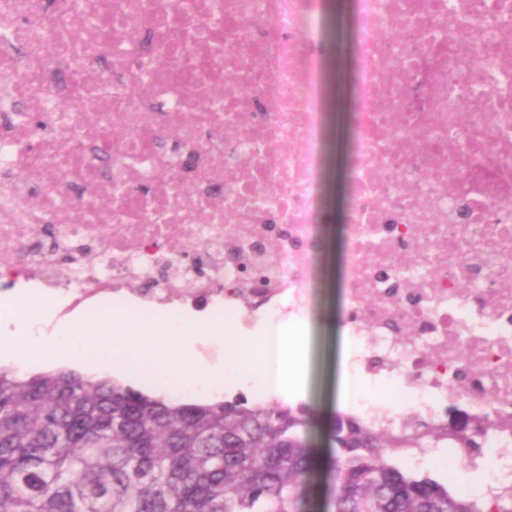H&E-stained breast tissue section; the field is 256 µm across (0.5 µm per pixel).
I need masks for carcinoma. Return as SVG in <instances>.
<instances>
[{"mask_svg": "<svg viewBox=\"0 0 512 512\" xmlns=\"http://www.w3.org/2000/svg\"><path fill=\"white\" fill-rule=\"evenodd\" d=\"M309 408L185 402L72 369L0 367V512H316ZM332 512H483L390 461L391 438L329 424Z\"/></svg>", "mask_w": 512, "mask_h": 512, "instance_id": "cac0c4a2", "label": "carcinoma"}]
</instances>
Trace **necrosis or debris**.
Segmentation results:
<instances>
[{"label":"necrosis or debris","instance_id":"4bbe7bcc","mask_svg":"<svg viewBox=\"0 0 512 512\" xmlns=\"http://www.w3.org/2000/svg\"><path fill=\"white\" fill-rule=\"evenodd\" d=\"M193 244L206 276L178 265ZM107 254L101 268L90 255ZM338 288L354 416L512 500V0H0V279ZM465 406L469 438L448 426Z\"/></svg>","mask_w":512,"mask_h":512}]
</instances>
